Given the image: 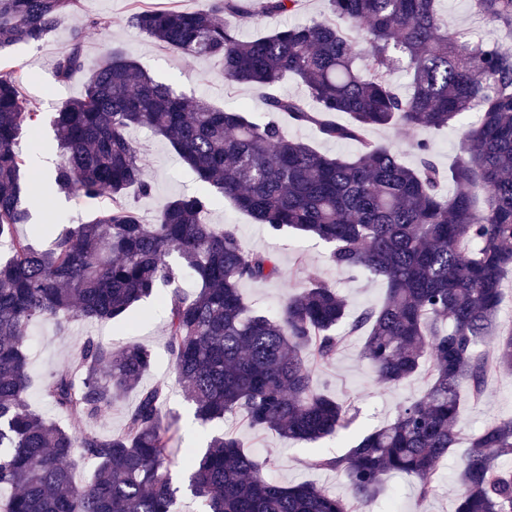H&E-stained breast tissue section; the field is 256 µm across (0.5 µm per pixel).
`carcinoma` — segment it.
Instances as JSON below:
<instances>
[{"label":"carcinoma","mask_w":512,"mask_h":512,"mask_svg":"<svg viewBox=\"0 0 512 512\" xmlns=\"http://www.w3.org/2000/svg\"><path fill=\"white\" fill-rule=\"evenodd\" d=\"M299 2L259 0L251 10L245 0H201L192 10L139 7L131 16L173 53L220 59L225 83L269 90L265 119L179 94L117 48L88 69L84 31L76 30L56 76L86 79L53 119L54 185L76 200L108 194L112 206L52 233L45 248L35 241L39 230L16 233L36 189L17 142L42 115L20 93L23 76L0 71V243L8 245L0 259V512H172L179 491L163 385L139 392L118 434L64 426L30 407L28 329L46 318L61 319V333L68 318L126 323L141 301L158 297L174 372L202 424L221 427L240 413L254 429L305 442L348 427L343 404L315 386L314 366L336 357L339 326L365 336L363 356L381 382L396 386L424 372L429 383L345 454L313 460L342 471L362 509L390 474L415 478L425 499L460 440L462 393L478 399L492 372L512 370V326L499 324L512 272V53L448 28L441 0H327L322 20L237 37L232 20L293 12ZM79 4L0 0V50L43 41ZM471 8L512 33V0H471ZM286 76L307 97L271 92ZM337 113L349 121H336ZM470 113L476 121L446 171L425 140L416 144L419 165L409 167L366 136L373 127L442 129ZM290 126L354 144L357 153L323 154L289 136ZM135 128L166 139L204 184L168 202L152 224L130 201L133 190L152 191L129 136ZM220 197L273 233L328 244L336 269L386 284L384 302L350 315L346 300L312 275L280 314L252 308L241 285L276 277L278 265L247 250L233 227L206 221ZM188 277L200 284L190 294L180 287ZM152 363L143 346L118 351L87 337L71 368L50 374L42 392L57 413L90 422L135 390ZM469 441L456 512H512V419ZM76 456L96 464L85 484L69 468ZM270 465L220 431L189 456L187 489L205 512H356L312 484L269 480Z\"/></svg>","instance_id":"obj_1"}]
</instances>
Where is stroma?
I'll return each instance as SVG.
<instances>
[{
	"instance_id": "1",
	"label": "stroma",
	"mask_w": 512,
	"mask_h": 512,
	"mask_svg": "<svg viewBox=\"0 0 512 512\" xmlns=\"http://www.w3.org/2000/svg\"><path fill=\"white\" fill-rule=\"evenodd\" d=\"M161 9H189L198 0H81L78 12L62 19L40 43L18 45L0 51V58L10 66L24 71L28 79L22 87L24 96L42 112L44 121L40 136L46 147L37 154L31 168L39 182V192L28 200L31 223L45 224L50 218H59L64 224H81L101 206L100 201L77 202L62 194L50 192L47 178L59 161L54 134L49 124L57 108L65 101L79 97L84 89L83 76L69 82H60L55 75V62L66 48L73 29L85 27V58L97 61L111 47L122 49L134 61L158 79L169 83L180 93L204 98L217 106L237 108L248 106L255 117H263L264 107L257 89L225 84L223 65L215 59H193L173 54L147 36L130 22L134 4ZM325 0H302L298 11L276 15L259 21H239V38L250 39L268 34L285 25L318 19L327 14ZM442 15L449 27L475 28L484 41L502 45L512 52V39L496 25L476 21L470 0H443ZM98 16L107 22L106 28H86L87 17ZM370 139L387 144L401 156L404 164L416 166L419 155L415 149L418 140H429L432 156L440 167H448L456 159L461 140L459 127L439 130H409L400 127L369 131ZM130 137L138 147L145 163L146 176L152 184L150 196L136 199L135 207L146 222H153L162 207L176 196L197 191L201 183L197 175L184 166L169 143L146 129H135ZM206 219L222 227L235 226L246 247L254 252L276 257L280 275L267 282H245L241 292L247 301L269 314H277L288 296L298 292L311 274H318L347 300L351 310L380 305L385 297L383 281L367 275L336 270L328 259L329 248L320 240L293 232L274 234L247 214L238 211L227 200L212 206ZM135 326L112 322H75L67 334H59L56 320L48 319L33 324L29 331L31 373L35 381L50 372L66 370L72 360L76 343L92 336L121 348L140 344L151 350L154 363L143 377L145 387L164 383L167 395L165 413L172 417L178 431V442L170 466L173 480L181 485L173 512H204L201 502L186 489L189 471L185 449L203 452L214 430L195 420L193 406L184 397V391L173 371L172 357L165 335L166 310L156 299L139 304ZM363 339L346 337L343 347L331 364L315 370V382L320 390L335 396L347 406L351 416L348 429L316 443L293 442L272 431L251 428L242 415H229L224 429L239 439L245 450L257 459L273 458L267 475L270 479L289 484L310 482L340 496H350L346 476L337 470L316 469L311 465L317 454L343 455L351 442L392 419L401 404L412 397L422 396L427 388L426 376L419 375L397 386L379 381L368 361L362 355ZM512 418V374L497 372L490 376L484 398L476 404L465 405L458 421L463 432H471L494 420ZM467 452L466 446L452 450L439 465L434 490L426 499H419L413 479L393 475L387 480V491L370 512H455L457 487L456 471Z\"/></svg>"
}]
</instances>
